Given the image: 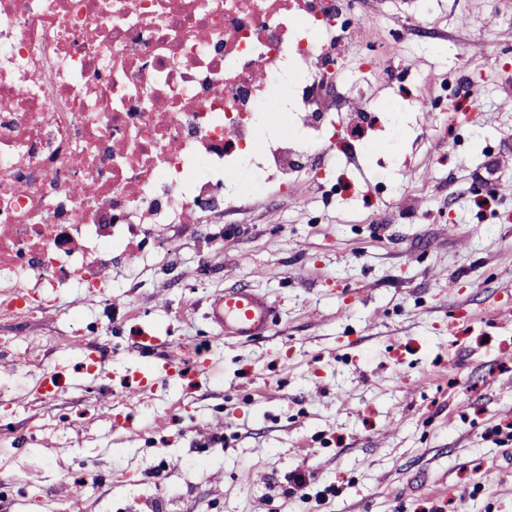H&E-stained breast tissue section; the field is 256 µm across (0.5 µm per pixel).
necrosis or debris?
<instances>
[{
  "label": "necrosis or debris",
  "instance_id": "4bbe7bcc",
  "mask_svg": "<svg viewBox=\"0 0 512 512\" xmlns=\"http://www.w3.org/2000/svg\"><path fill=\"white\" fill-rule=\"evenodd\" d=\"M358 0H0V309L100 289L127 236L162 237L310 155L378 150L376 70L336 39ZM268 126L288 135L265 136Z\"/></svg>",
  "mask_w": 512,
  "mask_h": 512
}]
</instances>
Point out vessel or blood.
<instances>
[{"mask_svg":"<svg viewBox=\"0 0 512 512\" xmlns=\"http://www.w3.org/2000/svg\"><path fill=\"white\" fill-rule=\"evenodd\" d=\"M208 317L221 333L252 340L272 329V305L261 293L244 288L224 290L208 301Z\"/></svg>","mask_w":512,"mask_h":512,"instance_id":"vessel-or-blood-1","label":"vessel or blood"}]
</instances>
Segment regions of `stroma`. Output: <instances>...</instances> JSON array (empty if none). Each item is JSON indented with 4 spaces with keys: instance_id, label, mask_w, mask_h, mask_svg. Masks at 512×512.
Wrapping results in <instances>:
<instances>
[{
    "instance_id": "1",
    "label": "stroma",
    "mask_w": 512,
    "mask_h": 512,
    "mask_svg": "<svg viewBox=\"0 0 512 512\" xmlns=\"http://www.w3.org/2000/svg\"><path fill=\"white\" fill-rule=\"evenodd\" d=\"M427 3L431 31L392 39L415 99L350 192L317 155L287 190L177 225L170 250L115 256L111 306L74 283L35 315L0 312V338L65 378L27 399L0 349V512H68L79 471L97 479L87 512H512V444L486 436L512 421V0ZM412 9L371 0L370 32L391 39ZM229 288L268 296L270 335L218 336L207 301ZM88 336L111 356L102 391ZM198 346L209 370L125 400L162 350Z\"/></svg>"
}]
</instances>
